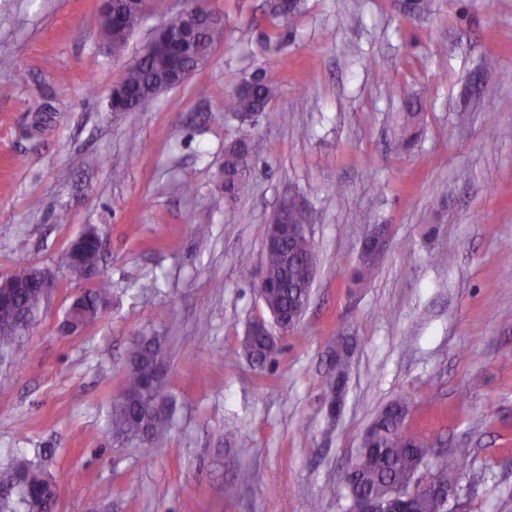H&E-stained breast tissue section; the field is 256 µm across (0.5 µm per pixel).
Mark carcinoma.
I'll return each mask as SVG.
<instances>
[{
    "label": "carcinoma",
    "instance_id": "1",
    "mask_svg": "<svg viewBox=\"0 0 512 512\" xmlns=\"http://www.w3.org/2000/svg\"><path fill=\"white\" fill-rule=\"evenodd\" d=\"M300 8L299 0L292 6H284L280 0H270L269 15L275 21H288ZM112 52H122L130 37L140 25L143 16L140 9L118 5L113 9ZM209 33L200 31L190 44H182L175 38L155 43L128 66L115 85V105L145 96L164 87L172 75L196 62L199 56H208ZM279 83L274 73L262 70L246 81L231 98L224 100V113L236 117L245 114H262L268 121L278 116L265 111L270 99L278 92ZM251 170L248 145L239 140L224 149V174L229 182L224 189L232 193L236 183ZM104 233L95 228L81 254L67 267L71 280L81 282L88 267L98 263L100 243ZM309 243L305 237L296 235L283 244L265 250L264 269L272 287L267 289L266 306L287 318L298 315L309 303L306 288V257ZM378 263L369 256H360L354 281H365L377 268ZM37 267L28 264L17 267L10 277L21 287L13 289L7 298L0 300V353L20 352V338L38 321L45 296L35 286ZM112 296V281L100 278L86 293L80 310L66 313V321L83 320L92 323L98 320ZM242 353L258 368L271 363L279 347L262 334L243 340ZM22 353V352H20ZM352 353V340L343 338L334 349V374H347ZM27 357L29 353L24 352ZM171 352L159 336L146 337L136 332L132 337V355L127 366L122 391L113 400L109 414L107 434L119 441L140 442L150 446L165 429L167 419L154 412V403L165 396V375ZM408 410L404 401L390 404L372 423V437L361 442L354 464L342 473L337 492L342 498L352 495L372 497L382 503L389 501L391 491L408 483L412 472L423 462L429 464L433 477L450 487L457 485L465 464L471 454L469 448H452L445 453L437 451L428 441L410 432L404 420ZM14 488L24 512H52V494L39 469L22 462L14 470ZM411 512H447L446 503L439 497L423 494L410 502Z\"/></svg>",
    "mask_w": 512,
    "mask_h": 512
}]
</instances>
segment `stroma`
Instances as JSON below:
<instances>
[{"label":"stroma","mask_w":512,"mask_h":512,"mask_svg":"<svg viewBox=\"0 0 512 512\" xmlns=\"http://www.w3.org/2000/svg\"><path fill=\"white\" fill-rule=\"evenodd\" d=\"M267 2L207 0L208 60L115 112L113 86L183 0H150L119 54L102 0H0V275L28 263L60 281L22 338L30 357L0 359V497L26 459L53 512H347L337 480L403 399L410 431L471 451L452 512H512V0H301L287 25ZM263 69L280 78L277 121L225 117ZM241 138L254 168L232 200L224 149ZM288 193L311 212L318 276L262 370L240 344L269 317L254 282ZM89 224L112 300L72 334L80 288L62 255ZM370 224L393 245L358 286ZM136 331L172 352L170 426L149 459L104 435ZM340 334L355 343L332 422Z\"/></svg>","instance_id":"obj_1"}]
</instances>
